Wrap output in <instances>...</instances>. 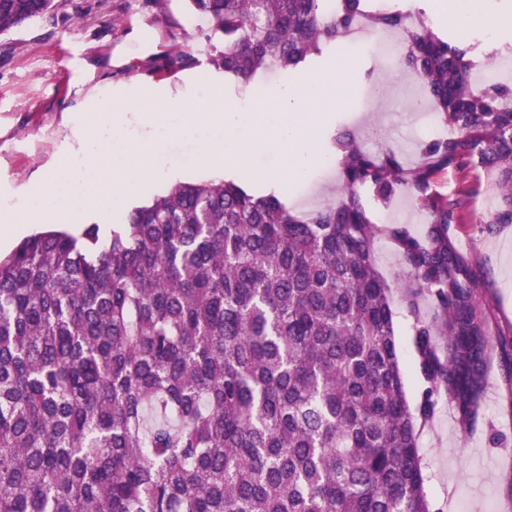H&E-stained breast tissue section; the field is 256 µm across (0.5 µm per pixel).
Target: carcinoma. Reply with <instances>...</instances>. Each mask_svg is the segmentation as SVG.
<instances>
[{
	"label": "carcinoma",
	"mask_w": 512,
	"mask_h": 512,
	"mask_svg": "<svg viewBox=\"0 0 512 512\" xmlns=\"http://www.w3.org/2000/svg\"><path fill=\"white\" fill-rule=\"evenodd\" d=\"M210 62L249 83L346 37L367 0H187ZM53 0H0V33ZM402 65L454 134L406 167L334 139L337 198L295 212L233 181L178 183L105 234L36 232L0 258V512H432L417 423L446 398L477 422L491 351L480 288L450 228L454 168L501 173L512 224V89L469 81L472 47L406 14ZM412 198L423 238L392 227L408 269L418 370L410 406L390 288L363 201ZM430 298L438 321L417 317ZM512 391V339L501 344Z\"/></svg>",
	"instance_id": "obj_1"
}]
</instances>
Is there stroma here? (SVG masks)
<instances>
[{"label":"stroma","mask_w":512,"mask_h":512,"mask_svg":"<svg viewBox=\"0 0 512 512\" xmlns=\"http://www.w3.org/2000/svg\"><path fill=\"white\" fill-rule=\"evenodd\" d=\"M204 27L185 0L163 7L155 0H55L49 14L0 34V198L45 182L76 147L71 113L114 112L134 95L163 105L184 98L199 79L244 91V84L225 79L209 63ZM181 51L191 52L195 64H176ZM339 62L349 65L350 89L324 113L327 137L350 130L364 150L393 153L413 166L428 141L417 131L415 98L424 89L416 75L402 66L384 68L374 55H347L338 46L325 47L307 66L332 68ZM201 150L200 142L170 135L158 143L150 163L177 171L182 182L208 181L211 173L198 166ZM338 184V166L317 165L307 179L286 181L280 195L289 207L306 212L335 197ZM435 188L451 199L465 196V220L453 243L481 288L478 305L490 336H512V224L493 221L500 204L496 172L475 168L463 177L451 170L438 177ZM365 204L380 229L375 257L391 289L407 397L414 403L424 388L414 318L434 317L435 307L422 298L417 313H410L403 296L408 270L388 230L403 224L423 235L425 217L403 195L385 206L370 198ZM418 429L432 512H512L500 494L512 477V390L497 366L489 368L475 430H464L444 402Z\"/></svg>","instance_id":"stroma-1"}]
</instances>
